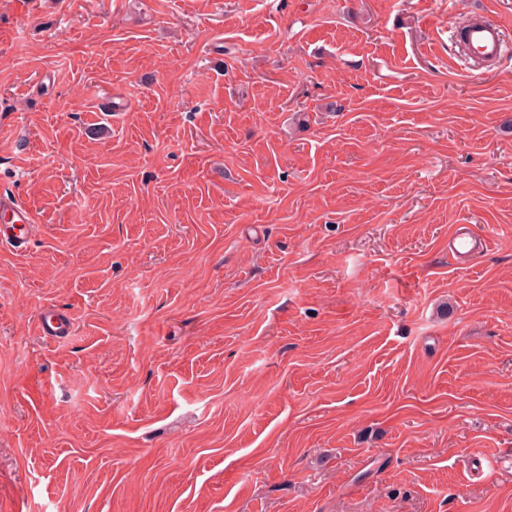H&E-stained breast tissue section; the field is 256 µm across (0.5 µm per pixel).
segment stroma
I'll return each mask as SVG.
<instances>
[{"instance_id":"1","label":"stroma","mask_w":512,"mask_h":512,"mask_svg":"<svg viewBox=\"0 0 512 512\" xmlns=\"http://www.w3.org/2000/svg\"><path fill=\"white\" fill-rule=\"evenodd\" d=\"M482 10L512 31V0H0V194L36 221L0 243V512H512ZM506 29L491 15L479 14L460 33L459 43L474 70H489L501 58ZM40 327L44 336L60 339L69 335L72 328V321L69 317H59L57 315L48 316L43 312L40 315Z\"/></svg>"}]
</instances>
